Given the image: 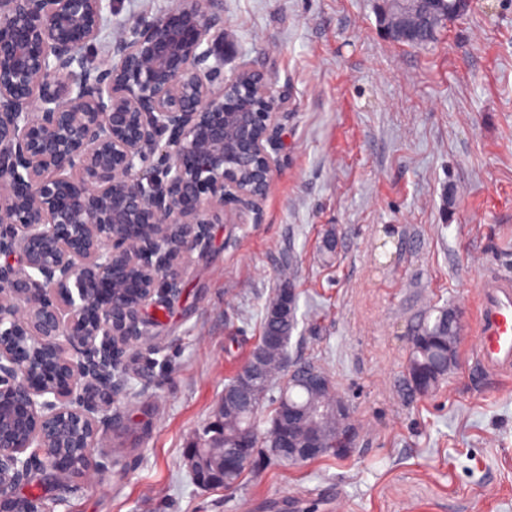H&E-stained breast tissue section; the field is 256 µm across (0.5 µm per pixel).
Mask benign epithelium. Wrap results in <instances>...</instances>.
Wrapping results in <instances>:
<instances>
[{"mask_svg":"<svg viewBox=\"0 0 512 512\" xmlns=\"http://www.w3.org/2000/svg\"><path fill=\"white\" fill-rule=\"evenodd\" d=\"M423 0H391L392 40L413 39ZM112 0H0V499L54 512L17 488L42 469L92 478L87 448L127 385L122 358L145 313L182 293L183 254L226 208L259 211L273 179L284 97L247 64L224 81L223 0H175L92 54ZM258 343L224 397L266 391ZM288 416V461L351 447L349 405L330 377ZM190 448L203 488L224 485V434Z\"/></svg>","mask_w":512,"mask_h":512,"instance_id":"obj_1","label":"benign epithelium"}]
</instances>
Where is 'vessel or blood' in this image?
Wrapping results in <instances>:
<instances>
[{
  "label": "vessel or blood",
  "instance_id": "vessel-or-blood-1",
  "mask_svg": "<svg viewBox=\"0 0 512 512\" xmlns=\"http://www.w3.org/2000/svg\"><path fill=\"white\" fill-rule=\"evenodd\" d=\"M477 298L480 318L472 362L481 373L512 376V274L481 273Z\"/></svg>",
  "mask_w": 512,
  "mask_h": 512
}]
</instances>
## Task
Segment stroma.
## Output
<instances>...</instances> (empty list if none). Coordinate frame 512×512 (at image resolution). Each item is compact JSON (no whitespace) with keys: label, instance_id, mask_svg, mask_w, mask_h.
Here are the masks:
<instances>
[{"label":"stroma","instance_id":"1","mask_svg":"<svg viewBox=\"0 0 512 512\" xmlns=\"http://www.w3.org/2000/svg\"><path fill=\"white\" fill-rule=\"evenodd\" d=\"M110 41L173 0H112ZM383 0H224V66L265 72L286 105L259 213L229 211L182 262L183 293L149 310L92 450L99 474L33 473L55 512H512V378L470 354L475 267L512 272V0H473L437 43L380 27ZM336 249L325 255L327 234ZM298 295L288 355L323 367L352 448L249 468L201 489L186 449L247 363L283 270ZM459 311L457 360L408 396L410 339Z\"/></svg>","mask_w":512,"mask_h":512}]
</instances>
